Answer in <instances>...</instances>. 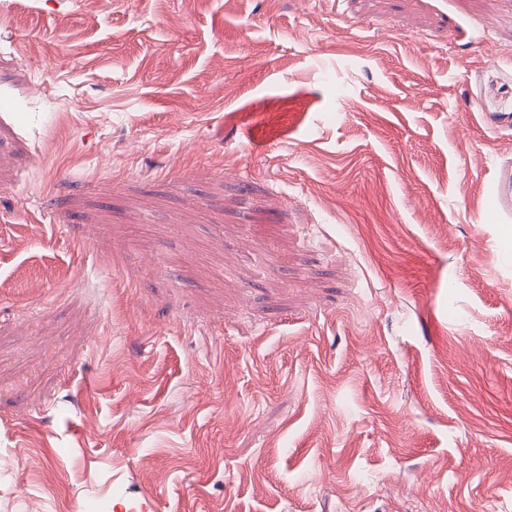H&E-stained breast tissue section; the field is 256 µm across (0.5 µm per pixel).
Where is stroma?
I'll list each match as a JSON object with an SVG mask.
<instances>
[{
  "mask_svg": "<svg viewBox=\"0 0 512 512\" xmlns=\"http://www.w3.org/2000/svg\"><path fill=\"white\" fill-rule=\"evenodd\" d=\"M512 0H0V512H512ZM488 219L495 224L512 222V163L501 165L494 184L493 205Z\"/></svg>",
  "mask_w": 512,
  "mask_h": 512,
  "instance_id": "stroma-1",
  "label": "stroma"
}]
</instances>
